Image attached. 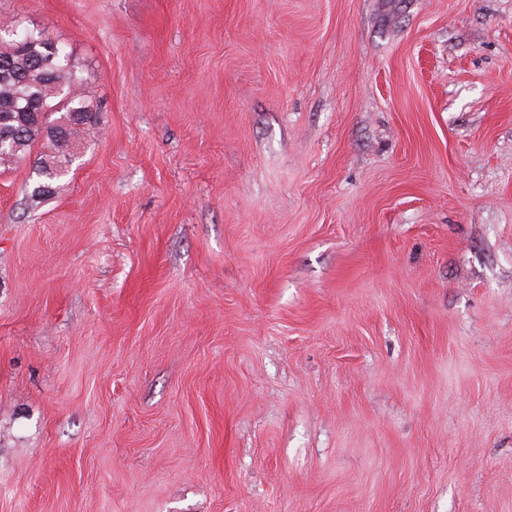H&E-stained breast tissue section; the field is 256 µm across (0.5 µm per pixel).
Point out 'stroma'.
Here are the masks:
<instances>
[{
    "instance_id": "stroma-1",
    "label": "stroma",
    "mask_w": 512,
    "mask_h": 512,
    "mask_svg": "<svg viewBox=\"0 0 512 512\" xmlns=\"http://www.w3.org/2000/svg\"><path fill=\"white\" fill-rule=\"evenodd\" d=\"M94 76L0 167V512H512V0H0Z\"/></svg>"
}]
</instances>
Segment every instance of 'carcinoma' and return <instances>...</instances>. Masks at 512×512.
I'll use <instances>...</instances> for the list:
<instances>
[{"label": "carcinoma", "mask_w": 512, "mask_h": 512, "mask_svg": "<svg viewBox=\"0 0 512 512\" xmlns=\"http://www.w3.org/2000/svg\"><path fill=\"white\" fill-rule=\"evenodd\" d=\"M92 85L91 77L77 74L64 48L41 34L0 36V166L18 163L41 145L31 196L48 194L65 174L69 139L98 132V123L85 117ZM54 113L59 114L56 126L66 128L62 139L40 121Z\"/></svg>", "instance_id": "cac0c4a2"}]
</instances>
